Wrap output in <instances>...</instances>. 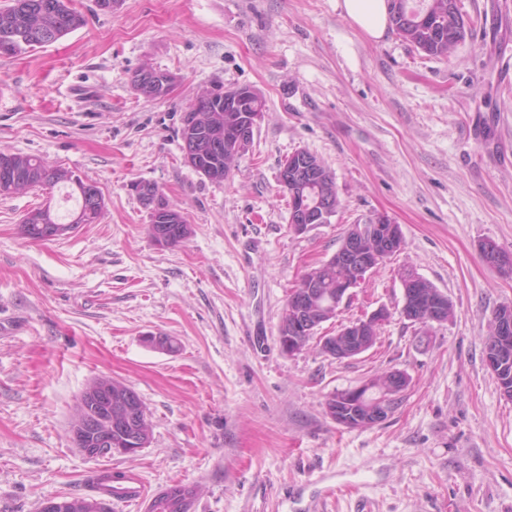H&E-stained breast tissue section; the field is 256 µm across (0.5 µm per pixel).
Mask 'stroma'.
<instances>
[{
  "label": "stroma",
  "instance_id": "obj_1",
  "mask_svg": "<svg viewBox=\"0 0 512 512\" xmlns=\"http://www.w3.org/2000/svg\"><path fill=\"white\" fill-rule=\"evenodd\" d=\"M81 28L0 55V152L41 157L95 184L105 214L51 241L25 238L61 189L0 197V512L89 495L86 476L140 477L150 495L198 487L193 512H512V400L484 346L512 274V10L460 0L472 34L447 58L394 32L373 40L336 0H73ZM145 67L178 78L138 94ZM249 86L265 106L232 176L183 160L182 117L204 91ZM334 173L341 208L294 233L278 182L295 151ZM155 184L192 228L158 246L131 185ZM399 224L400 253L369 272L318 335L387 309L374 346L336 360L310 341L281 351L301 275L352 225ZM409 265L453 303L422 326L400 314ZM165 335L164 353L147 339ZM409 385L390 417L347 429L331 394L392 371ZM106 375L149 409L136 456L89 459L70 441L80 397Z\"/></svg>",
  "mask_w": 512,
  "mask_h": 512
}]
</instances>
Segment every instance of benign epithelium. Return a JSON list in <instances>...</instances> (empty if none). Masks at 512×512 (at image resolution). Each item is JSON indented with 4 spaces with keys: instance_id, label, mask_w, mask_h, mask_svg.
<instances>
[{
    "instance_id": "obj_1",
    "label": "benign epithelium",
    "mask_w": 512,
    "mask_h": 512,
    "mask_svg": "<svg viewBox=\"0 0 512 512\" xmlns=\"http://www.w3.org/2000/svg\"><path fill=\"white\" fill-rule=\"evenodd\" d=\"M176 76L170 72L148 70L141 77L135 90L148 98H165L173 91ZM229 135L232 140L245 145L249 142L259 121V115L253 112H236L229 117ZM183 158L185 163L197 171L202 177L212 182H222L227 178V171L221 164L224 154V140L212 138L202 130L197 111L188 110L183 116ZM317 178V166L311 153L306 150L295 151L284 162L279 171V183L288 188L292 200L289 223L296 233H302L312 224H326L332 216V199L319 197L312 201L298 190V187ZM22 180V173L13 155L0 152V189L13 188ZM133 191L139 197L142 205L154 215L158 224L154 231L155 242L159 246H166L170 237L172 225L179 223V219L172 213V209L160 204L161 193L158 188L147 182L136 183ZM73 224H43V236L48 239H57L74 231ZM401 231L397 225L391 223L387 226L376 224L372 226L371 237L378 243L380 254L388 258L399 252ZM331 260L339 268H364L368 259L358 247L356 235L345 237L341 246L331 256ZM298 302L301 308H306L317 296L313 281L302 276ZM447 295H438L432 299L424 300L422 296L408 289H403V305L401 315L407 320H414L415 312L426 310L427 321L442 323L444 318V305ZM390 317L389 311L379 308L360 321H353L336 332L334 339L345 337V345L326 344L327 355L337 360L354 358L372 347L373 340L366 336L371 325H379ZM317 326L307 315H298L286 323V334L279 336L281 347L294 353L292 347L298 336H310L316 332ZM351 411L336 407V416L332 420L336 424L348 428H366L385 421L392 413L387 401L377 399L370 401L366 398L358 402H350ZM79 421L71 430V442L84 456L94 459L103 454L120 453L132 455L146 448L140 430V400L134 390L126 394V404L123 413L112 416V389L108 385L94 383L83 392L79 403ZM176 497L178 512H191L193 493L184 489L177 496L173 491L166 489L159 492L149 503L147 512H156L159 503Z\"/></svg>"
}]
</instances>
